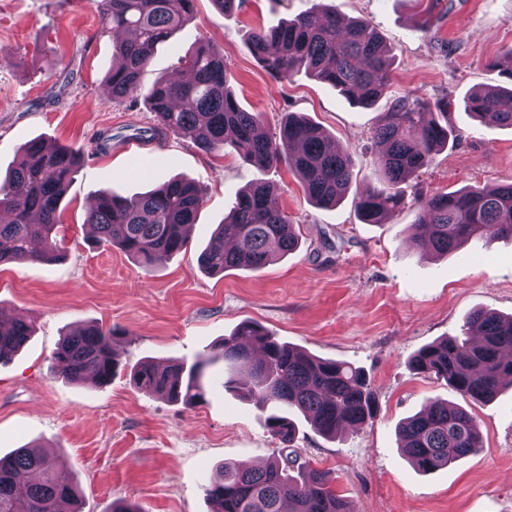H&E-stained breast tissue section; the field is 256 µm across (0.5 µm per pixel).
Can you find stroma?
<instances>
[{
    "instance_id": "35a3bbf8",
    "label": "stroma",
    "mask_w": 512,
    "mask_h": 512,
    "mask_svg": "<svg viewBox=\"0 0 512 512\" xmlns=\"http://www.w3.org/2000/svg\"><path fill=\"white\" fill-rule=\"evenodd\" d=\"M363 18L392 57L389 95L370 107L349 103L305 73L275 81L251 55L252 29L271 27L316 5ZM429 32H422V24ZM209 42L224 50L240 106L262 113L277 136L300 113L354 160L351 190L324 208L280 165L265 170L235 151H200L167 135L132 145L156 121L144 97L102 102L113 41L92 0H0V176L39 139L79 150L78 172L61 203L66 255L58 261L0 265V314L20 317L33 334L0 366V456L40 446L67 463L81 512H212L203 487L219 464H265L279 448L252 403L226 392L223 365L207 370L205 402L182 404L137 390L142 359L192 363L245 321L309 353L361 367L376 394L372 419L326 439L298 422L300 464L330 470L356 512H512V389L489 402L462 400L446 382L412 370L421 348L459 334L475 309L512 314V241L466 247L467 257L420 258L411 246L419 195L512 182V128L474 119L469 93L502 85L493 60L512 47V0H236L221 12L197 0L191 20L155 50L145 84L176 75L181 56ZM412 92L448 99L458 137L404 184L405 203L385 223L365 224L354 199L378 184L372 140L394 98ZM114 135L98 152L100 132ZM173 178L201 185L206 202L186 251L144 271L120 250L97 244L86 218L99 190L123 196ZM257 181L276 187L298 247L265 268L205 275L198 255L238 192ZM85 324L115 328L120 369L108 385L74 384L51 372L65 332ZM463 404L479 425L482 448L454 467L421 472L401 454L397 426L428 400Z\"/></svg>"
}]
</instances>
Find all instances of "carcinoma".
I'll list each match as a JSON object with an SVG mask.
<instances>
[{
	"label": "carcinoma",
	"mask_w": 512,
	"mask_h": 512,
	"mask_svg": "<svg viewBox=\"0 0 512 512\" xmlns=\"http://www.w3.org/2000/svg\"><path fill=\"white\" fill-rule=\"evenodd\" d=\"M102 33L112 34L115 60L105 80L109 102L138 96L154 48L189 21L195 0H95ZM248 46L275 80L303 70L326 83L352 104L371 106L387 95L392 62L387 47L364 19L348 22L336 11L315 7L283 25L254 30ZM189 80L156 81L146 95L156 118L154 132L190 139L211 154L232 148L259 168L286 164L309 199L334 206L349 192L353 160L349 151L328 145L317 125L288 113L275 139L263 127L260 113L243 109L230 86L224 50L198 48L181 59ZM507 87L473 91L468 111L512 127V48L492 62ZM448 115V102L425 103L407 93L392 103L373 135L382 186L358 197L355 207L365 224H382L404 204L401 185L427 166L433 152L457 137L435 114ZM79 151L32 140L9 176L0 181V264L52 261L62 256L57 242L60 203L79 164ZM274 186L256 182L243 189L230 216L198 256L211 275L237 269H259L294 250L298 240L286 212L273 207ZM414 251L458 254L473 238L512 239V182L493 191L461 188L448 194L415 199ZM204 203L203 189L182 179L131 197L101 191L88 223L99 242L133 257L148 271L160 254L187 248L186 227L194 224ZM24 320L0 324V364L8 362L31 335ZM115 330L92 324L68 332L51 355L52 371L71 383L93 378L108 384L117 373ZM512 317L471 313L455 336L420 349L411 360L418 373L442 379L460 396L488 401L512 387ZM232 367L223 387L261 411L270 406L298 410L317 434L332 437L348 424L363 427L373 417L376 396L366 373L348 362L322 359L281 342L265 328L244 322L232 336L187 365L177 359L141 361L130 372L134 387L194 408L205 400L204 370L217 361ZM271 434L282 443L293 440L294 425L286 414L266 418ZM400 448L422 472L453 466L482 447L474 418L463 408L432 401L398 428ZM297 457L278 450L259 469L226 467L204 494L213 512H355L337 494L327 470H304ZM0 512H80L78 491L68 467L19 448L0 456Z\"/></svg>",
	"instance_id": "carcinoma-1"
}]
</instances>
